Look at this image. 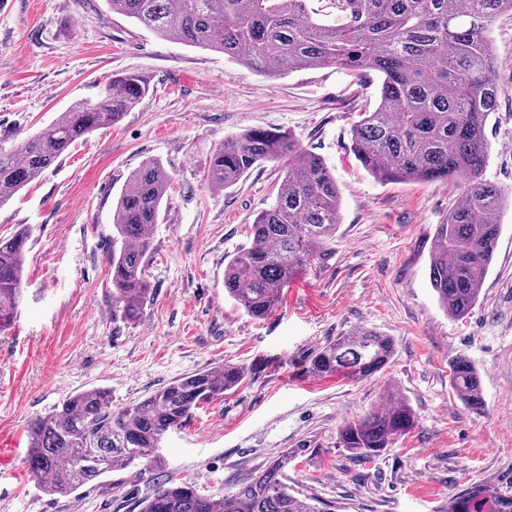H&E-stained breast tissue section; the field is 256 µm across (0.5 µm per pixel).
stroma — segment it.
<instances>
[{
  "mask_svg": "<svg viewBox=\"0 0 512 512\" xmlns=\"http://www.w3.org/2000/svg\"><path fill=\"white\" fill-rule=\"evenodd\" d=\"M499 87L487 179L512 188V15L492 32ZM137 71L149 89L122 121L95 130L0 207V238L29 229L24 298L0 333V512H139L151 476L114 470L95 487L39 491L25 463L27 426L74 391L111 390L127 405L185 375L242 364L244 383L201 405L165 438L167 471L219 494L289 452L288 480L321 512H448L471 485L512 495V210L472 313L452 319L428 279L436 224L461 187L382 183L350 150L377 104L375 72L333 66L268 77L222 53L159 39L107 0H0V147ZM253 127L291 133L329 166L341 197L335 252L302 271L271 312L249 317L224 291L246 227L276 199L280 165L259 164L229 189L206 180L224 138ZM148 158L172 176L153 231L142 318H112V208ZM358 327L392 336L375 377H318V348ZM478 368L482 410L455 396L452 362ZM396 387L415 426L380 456L337 443L339 428Z\"/></svg>",
  "mask_w": 512,
  "mask_h": 512,
  "instance_id": "obj_1",
  "label": "stroma"
}]
</instances>
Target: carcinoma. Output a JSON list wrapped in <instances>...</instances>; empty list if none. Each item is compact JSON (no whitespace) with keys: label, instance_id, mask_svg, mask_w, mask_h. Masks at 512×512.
<instances>
[{"label":"carcinoma","instance_id":"1","mask_svg":"<svg viewBox=\"0 0 512 512\" xmlns=\"http://www.w3.org/2000/svg\"><path fill=\"white\" fill-rule=\"evenodd\" d=\"M336 23L313 17L307 0H109L122 15L157 37L224 54L252 71L278 76L336 66L374 71L379 101L351 130V150L381 182L454 180L462 186L448 216L436 225L429 284L443 311L462 319L476 306L497 249L509 193L488 180L485 129L498 107L492 29L512 14V0H331ZM148 91L138 74L115 75L96 99L74 104L13 149H0V206L7 204L85 135L113 126ZM263 162L281 165L275 202L249 225V244L224 267V290L255 319L277 304L300 270L332 257L341 208L336 179L324 160L291 133L250 128L224 139L210 156L207 182L228 189ZM172 177L148 158L134 170L112 214V319L134 323L152 288L148 266L152 229ZM28 235L0 238V333L16 320ZM395 352L392 337L353 329L314 351L318 376L368 379ZM244 365L198 371L124 407L106 389L72 392L28 425L26 464L41 490L67 495L117 467L163 469L159 448L200 405L219 399L246 378ZM456 397L483 406L476 366L459 356L450 368ZM415 416L391 387L386 400L338 431V444L356 456H376L406 434ZM291 455L222 494H202L165 473L152 480L139 512H319L288 485ZM448 512H512V497L479 485L458 493Z\"/></svg>","mask_w":512,"mask_h":512}]
</instances>
